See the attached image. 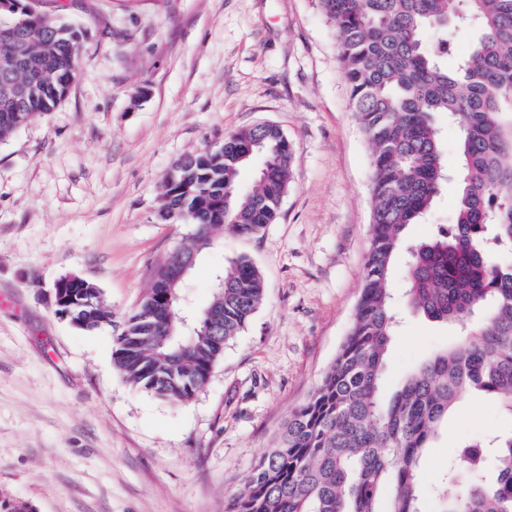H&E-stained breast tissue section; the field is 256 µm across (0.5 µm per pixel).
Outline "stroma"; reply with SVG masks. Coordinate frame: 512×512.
Segmentation results:
<instances>
[{"label": "stroma", "instance_id": "1", "mask_svg": "<svg viewBox=\"0 0 512 512\" xmlns=\"http://www.w3.org/2000/svg\"><path fill=\"white\" fill-rule=\"evenodd\" d=\"M86 33L64 100L0 142V494L35 512H224L347 336L370 244V147L350 104L336 33L318 0H40ZM269 122L292 142L288 192L258 235L198 253L182 311L211 300L248 257L261 305L189 403L138 391L113 338L158 266L194 229L157 221L173 163ZM81 277L112 305L83 330L55 284ZM452 325L408 316L383 399ZM505 424L465 395L421 460Z\"/></svg>", "mask_w": 512, "mask_h": 512}]
</instances>
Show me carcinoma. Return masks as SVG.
I'll list each match as a JSON object with an SVG mask.
<instances>
[{
  "mask_svg": "<svg viewBox=\"0 0 512 512\" xmlns=\"http://www.w3.org/2000/svg\"><path fill=\"white\" fill-rule=\"evenodd\" d=\"M337 34L349 98L371 148L372 221L361 295L349 335L309 400L285 422L232 500L228 512H512V429L451 449L431 491L421 459L466 392L498 403L512 421V0H319ZM15 38L0 34V92L29 88L15 109L0 107V140L53 111L74 79L83 31L12 0L0 12ZM452 27L469 28L457 52ZM455 66L448 69V57ZM443 114L458 134L448 166L435 127ZM256 183L241 184L254 156ZM293 145L256 124L217 147L178 160L157 216L194 225L196 251L220 233L253 235L275 221L288 192ZM455 183L454 223L415 245L405 275L408 308L431 321L488 323L424 360L389 400L380 395L398 314L390 288L404 233L421 224L447 181ZM154 279L113 339V360L137 390L192 400L224 346L263 298V278L246 257L224 271V287L192 328L158 319L180 314L181 288ZM61 311L78 327L112 324V306L85 280L63 288ZM224 310L211 332L206 311Z\"/></svg>",
  "mask_w": 512,
  "mask_h": 512,
  "instance_id": "obj_1",
  "label": "carcinoma"
}]
</instances>
